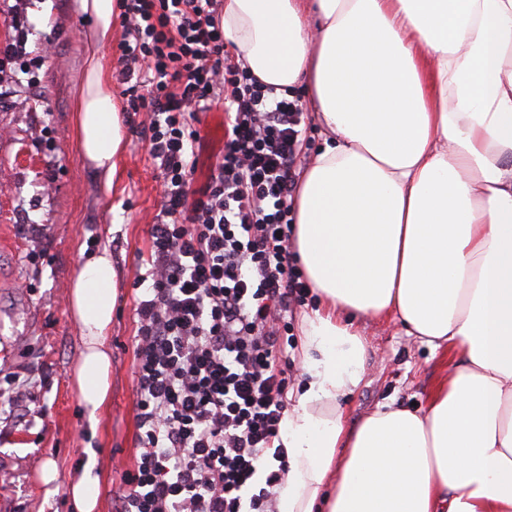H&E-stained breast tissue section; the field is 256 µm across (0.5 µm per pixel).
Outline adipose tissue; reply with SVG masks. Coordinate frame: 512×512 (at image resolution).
Returning a JSON list of instances; mask_svg holds the SVG:
<instances>
[{"instance_id": "obj_1", "label": "adipose tissue", "mask_w": 512, "mask_h": 512, "mask_svg": "<svg viewBox=\"0 0 512 512\" xmlns=\"http://www.w3.org/2000/svg\"><path fill=\"white\" fill-rule=\"evenodd\" d=\"M75 129L107 190L124 148L102 50L116 0H80ZM224 40L261 83L302 88L330 143L301 175L295 244L318 304L281 433L280 512H512V0H224ZM109 247L73 279L72 370L90 422L110 394ZM394 318L463 361L417 411L349 429L355 321Z\"/></svg>"}]
</instances>
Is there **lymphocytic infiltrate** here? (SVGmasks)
Returning a JSON list of instances; mask_svg holds the SVG:
<instances>
[{"label":"lymphocytic infiltrate","instance_id":"f902f5d3","mask_svg":"<svg viewBox=\"0 0 512 512\" xmlns=\"http://www.w3.org/2000/svg\"><path fill=\"white\" fill-rule=\"evenodd\" d=\"M115 79L145 115L162 209L136 299L140 453L116 512H277L293 359L309 286L290 249L305 114L224 49L218 0H120ZM223 102L224 152L192 189L198 115Z\"/></svg>","mask_w":512,"mask_h":512}]
</instances>
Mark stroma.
<instances>
[{
  "label": "stroma",
  "mask_w": 512,
  "mask_h": 512,
  "mask_svg": "<svg viewBox=\"0 0 512 512\" xmlns=\"http://www.w3.org/2000/svg\"><path fill=\"white\" fill-rule=\"evenodd\" d=\"M15 0H0V46L21 39L31 73L14 72L0 99V374L18 376L34 392L32 414L0 415V512H73L69 477L94 458L98 512H113L120 473L138 453L134 383V283L162 205L160 174L147 144L127 130L116 191L106 190L84 162L75 135L76 95L84 81L81 31L90 20L78 0H28L22 27ZM193 188L203 187L224 148L225 112L215 103L199 115ZM108 246L118 299L112 313L111 397L90 424L69 372L81 344L70 314V288L85 254ZM367 343L366 376L344 401L350 424L380 404L424 406L436 382L460 363L451 350L431 353L397 321L360 318ZM56 467L53 488L40 481Z\"/></svg>",
  "instance_id": "stroma-1"
}]
</instances>
